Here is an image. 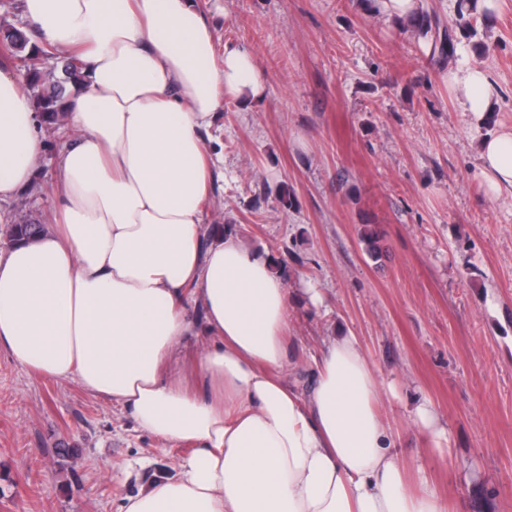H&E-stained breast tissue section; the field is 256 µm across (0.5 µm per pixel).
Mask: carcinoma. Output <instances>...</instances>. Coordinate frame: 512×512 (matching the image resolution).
Listing matches in <instances>:
<instances>
[{"mask_svg": "<svg viewBox=\"0 0 512 512\" xmlns=\"http://www.w3.org/2000/svg\"><path fill=\"white\" fill-rule=\"evenodd\" d=\"M432 31L430 19L421 12L411 19V35L426 37ZM21 58L26 62V79L30 88L37 91L38 111L43 123L54 133L65 130V115L60 110L67 86L78 85L83 80V67L74 56L62 57L49 52L43 46L30 43L27 35L14 27H0V61ZM44 227L22 216L6 231L8 241L15 243L29 240L43 233ZM381 234L376 227L367 224L360 233V243L371 258L381 252Z\"/></svg>", "mask_w": 512, "mask_h": 512, "instance_id": "carcinoma-1", "label": "carcinoma"}]
</instances>
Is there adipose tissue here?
<instances>
[{"label":"adipose tissue","mask_w":512,"mask_h":512,"mask_svg":"<svg viewBox=\"0 0 512 512\" xmlns=\"http://www.w3.org/2000/svg\"><path fill=\"white\" fill-rule=\"evenodd\" d=\"M22 9L84 79L61 105L56 227L0 253V352L189 446L175 477L122 512H447L427 476L408 488L357 337H329L301 390L284 277L237 235L201 229L218 161L203 133L226 98L263 96L251 52L216 55L195 0ZM448 91L475 128L500 96L478 60L449 71ZM36 124L25 85L0 72V201L33 181ZM478 158L485 195H512V124L483 136ZM192 336L202 344L181 355Z\"/></svg>","instance_id":"obj_1"}]
</instances>
